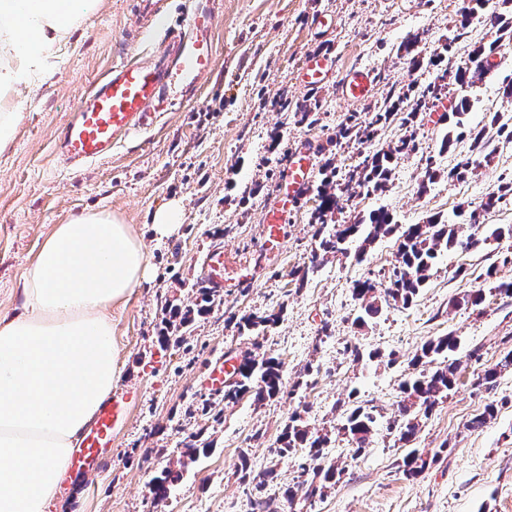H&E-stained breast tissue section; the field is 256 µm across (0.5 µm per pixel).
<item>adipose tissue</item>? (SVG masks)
<instances>
[{"label": "adipose tissue", "instance_id": "1", "mask_svg": "<svg viewBox=\"0 0 512 512\" xmlns=\"http://www.w3.org/2000/svg\"><path fill=\"white\" fill-rule=\"evenodd\" d=\"M97 0H0V151L17 86L40 77ZM139 236L89 209L56 225L0 317V512H46L120 375L110 309L147 276Z\"/></svg>", "mask_w": 512, "mask_h": 512}]
</instances>
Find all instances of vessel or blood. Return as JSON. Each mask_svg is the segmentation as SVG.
Returning <instances> with one entry per match:
<instances>
[{
  "label": "vessel or blood",
  "mask_w": 512,
  "mask_h": 512,
  "mask_svg": "<svg viewBox=\"0 0 512 512\" xmlns=\"http://www.w3.org/2000/svg\"><path fill=\"white\" fill-rule=\"evenodd\" d=\"M139 12L150 18L162 34L164 49L143 53L140 38L125 34L129 47L135 48L132 60L112 70L77 102L72 119L66 123L55 143L54 152L66 168L102 162L112 155L134 131L152 128L157 118L168 111L175 96L192 98L199 81L216 63L214 44L215 14L206 8L193 12L182 22L170 19L163 0H138ZM339 80L342 96L359 101L369 96L372 76L354 68L336 78L333 58L328 53L310 54L298 74L307 88H322ZM313 153L305 148L293 152L278 181V201L269 208L263 222L262 237L267 253L279 257L284 229L296 202L312 179ZM251 276L248 263H240L236 276L224 273V250L209 251L199 269L201 283L217 292H231ZM236 360L220 358L211 362L205 383L214 394L224 391V378L233 374ZM140 397L137 387L127 385L113 391L84 433L71 459L74 474L86 477L101 471L112 457V436L125 423Z\"/></svg>",
  "instance_id": "b4317fda"
}]
</instances>
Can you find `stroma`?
<instances>
[{"label": "stroma", "instance_id": "obj_1", "mask_svg": "<svg viewBox=\"0 0 512 512\" xmlns=\"http://www.w3.org/2000/svg\"><path fill=\"white\" fill-rule=\"evenodd\" d=\"M217 63L193 98L177 103L147 133L132 134L110 159L80 170L60 168L54 139L72 118L79 98L113 65L129 57L125 29L143 32L145 51L161 44L148 30L135 0H102L33 85L14 104L19 122L11 150L0 153V313L21 301L24 272L36 261L56 225L89 208L108 211L143 240L146 280L127 302L111 310L119 385L138 384L140 401L112 438V458L97 476L72 481L49 512H251L252 499H273L275 512H512V370L493 388L479 386L484 371L512 348V298L486 293L480 306H456L462 294L483 287L482 273L512 282V237L488 239L467 251L438 255L430 277L410 306L390 305L367 324L352 295L356 281H385L397 251L396 235L359 251L329 255L306 284L296 272L318 250L314 237L319 204L303 191L289 217L283 252L271 259L262 224L275 202L281 174L277 158L314 145L313 184L333 174L329 186L342 207L328 224H354L375 209L388 210L399 227L437 218L465 224L478 213L485 230L512 225V199L482 211L501 178L512 176V138L490 127L493 113L512 115L504 86L512 77L504 43L485 78L461 90L448 83L438 97L417 104L433 83L436 62L469 64L474 49L490 43L489 19L461 26L467 0H218ZM332 17L317 30L315 14ZM413 50H406L410 37ZM326 51L337 73L366 67L371 94L345 100L337 85L303 87L304 59ZM469 94L470 127L486 131L489 145L477 154L470 137L441 151L447 121L433 122L443 103ZM417 105L411 123L396 114L375 116L390 102ZM374 124L372 141L341 137L347 122ZM413 135L416 149L399 159L383 189L356 188L347 173L375 150ZM480 157L465 179L448 171L459 159ZM439 171L428 179L426 167ZM181 207L177 236L157 240L146 230L150 215L170 202ZM224 247L250 263L251 282L236 292L211 294L197 281L208 251ZM465 267L467 276L457 273ZM192 322L181 326L184 312ZM275 311L279 322L258 334L243 318ZM184 341L164 343L167 326ZM454 334L460 347V380L420 421L412 441L399 440L389 425L398 416L404 380L417 375L412 359L430 338ZM358 347L353 358L347 346ZM272 356L282 364L284 393L255 402L246 395L224 400L204 384L210 361L224 354ZM497 413L482 427L470 420L486 404ZM374 409L378 424L368 447L353 454L339 434L355 406ZM310 432L328 433L325 450L343 475L323 497L287 503L282 493L299 480L298 456H278L279 439L293 413ZM196 456H188L187 446ZM426 461L406 478L400 468L410 450ZM248 463L251 480L238 467ZM173 481L166 499L150 487L162 472Z\"/></svg>", "mask_w": 512, "mask_h": 512}]
</instances>
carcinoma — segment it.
I'll use <instances>...</instances> for the list:
<instances>
[{
	"mask_svg": "<svg viewBox=\"0 0 512 512\" xmlns=\"http://www.w3.org/2000/svg\"><path fill=\"white\" fill-rule=\"evenodd\" d=\"M497 26V38L488 44L476 49L472 56V66L459 67L454 73V81L463 86L471 85L475 79L486 74L484 57L493 55L498 49V43L505 37H512V20L502 14L490 17ZM469 100L462 97L458 100L454 111L448 114V133L442 140V147L448 148L453 136H462L466 133L473 138L480 150L486 149L483 142L485 129L474 130L467 126L466 115L471 111ZM412 139L402 138L398 143L388 149H381L367 155L364 160L349 172L348 182L358 186L372 187L378 190L385 185L392 168L391 164L402 156L414 151ZM329 179H324L317 187V196L320 199L318 206L319 226L316 230L319 249L323 254H345V242L353 241L361 231L359 224H337L328 227L323 216L339 208V198L327 191ZM512 197V178L500 181L498 191L487 196L482 208L488 210L495 207L506 197ZM368 232L361 241L359 250L363 251L367 245L377 238L393 233L397 225L393 224L392 217L384 210H377L368 217ZM476 214H471L470 224H442L430 220L426 224H411L400 235V244L396 254L392 271L385 282L372 279L360 280L354 283L352 294L361 301L363 314L358 317L362 324L376 318L382 311L387 299L395 303L408 306L413 302L421 288L429 278V271L438 253L442 250H467L479 242L474 230L478 229ZM484 280L493 283V290L505 297H512V282L496 280V266H489L482 274ZM280 319L278 313L251 314L245 319V326L251 331L263 332L266 328L276 324ZM458 348V338L453 334L438 336L427 340L413 359V364L422 362L435 364L428 374L407 380L402 384L403 399L399 407V419L395 420L390 428L398 431L403 441L413 438L420 426L421 417H426L432 411L438 399L448 395L457 385L461 363L448 360V352ZM443 361H438V358ZM512 369V349L508 350L502 358L492 367L484 371L481 381L484 384L493 383L505 370ZM283 391L281 363L275 358L256 359L252 355L244 356L237 371L230 382L224 384V399L237 400L251 394L257 402L272 398ZM376 427V417L367 409L357 406L346 417L343 425L349 444L354 454L364 451ZM329 442L326 433H312L304 425L302 416H292L281 437V448L278 454L282 457L297 451L301 452L302 471H313L320 481H304L296 488H288L284 497L293 502L298 493H303L306 500L323 497L327 484L342 474V471L332 463H326L324 448ZM426 461L422 460L417 451L407 454L402 460L403 473L411 478L417 476L425 468Z\"/></svg>",
	"mask_w": 512,
	"mask_h": 512,
	"instance_id": "cac0c4a2",
	"label": "carcinoma"
}]
</instances>
